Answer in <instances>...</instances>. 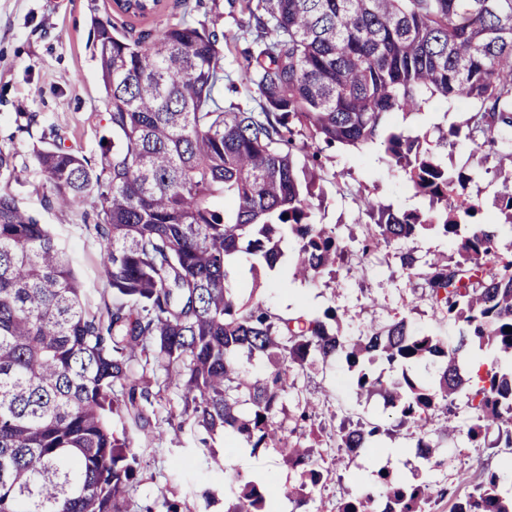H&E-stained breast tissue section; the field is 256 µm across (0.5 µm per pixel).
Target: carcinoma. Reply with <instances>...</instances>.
<instances>
[{"mask_svg": "<svg viewBox=\"0 0 512 512\" xmlns=\"http://www.w3.org/2000/svg\"><path fill=\"white\" fill-rule=\"evenodd\" d=\"M160 0H116L121 13L145 17ZM242 35L240 88L259 110L224 106L225 52L206 21L162 24L151 39L112 21L98 22L97 55L112 147L97 162L58 147L37 150L48 202L78 208L97 192L96 235L112 305L90 311L66 253L47 225L0 192V512H186L160 496L133 501L140 445L130 431L162 434L152 421L177 396L166 423L243 448H278L299 483L288 496L307 506L324 479V459L302 446L315 410L299 398L309 365L341 357L356 369L357 395H378L409 426L420 457L433 467L440 444L435 419L450 421L465 398L475 448L512 449V370L471 375L474 348L512 362V256L499 248L497 224H512V181L495 196L498 217L474 220L478 200L458 189L471 176L448 170V142H468L484 164L512 163V0H228ZM441 97L473 106L429 145L394 115L417 114ZM337 145L374 147L378 160L425 211H401L365 196L370 219L361 257L423 230L451 238L458 259L416 274L433 311L457 327L453 341L413 330L404 318L363 336L329 330L338 319L283 317L234 281L276 268L293 236V276L316 282L336 273L348 253L335 229L310 222L323 201L320 171ZM263 358V376L243 364ZM402 368L386 376L365 367ZM434 369L422 382L407 368ZM125 424L122 434L112 419ZM379 423L342 426L337 447L367 450ZM503 473L463 471L471 491L451 512H512ZM382 487L345 501L338 512H427L426 487L381 476ZM276 492L239 484L227 512H276Z\"/></svg>", "mask_w": 512, "mask_h": 512, "instance_id": "obj_1", "label": "carcinoma"}]
</instances>
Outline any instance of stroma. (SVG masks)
Returning <instances> with one entry per match:
<instances>
[{
	"mask_svg": "<svg viewBox=\"0 0 512 512\" xmlns=\"http://www.w3.org/2000/svg\"><path fill=\"white\" fill-rule=\"evenodd\" d=\"M214 7L221 14L219 29L236 34L227 0H202L189 13L182 0H160L155 14L134 20L133 25L136 31L154 33L162 23L177 21L185 13L194 21L204 19ZM107 19H122L114 0H0V151L13 154L16 164L14 176H0V185H7L21 208L50 226L93 311L103 310L110 300L100 268L102 244L89 230L96 222L98 200L89 196L77 209L46 206L50 189L37 170L34 151L41 145L43 129L49 127L57 133V146L91 160L99 158L104 142L111 140L95 29L96 22ZM324 164L333 179L324 183L325 198L315 207L312 220L335 227L349 246H356L367 220L361 196L403 210L428 207L427 199L415 196L400 177L384 168L373 150L339 148L330 152ZM448 165L466 166L474 172L467 192L480 200L485 214H494L500 181L479 174L477 157L462 144L449 152ZM239 283L256 288L258 297L283 316L305 310L320 317L328 307H335L337 329L344 335H359L369 325L395 317L406 318L413 328L433 336L456 334L455 325L431 309L418 279L402 272L390 250L365 260L356 253L349 255L332 279L284 285L279 272L263 268L255 275L242 272ZM352 379V371L341 359L318 363L299 377L304 396L318 407L322 427L318 450L330 466L329 476L314 495L312 512H337L345 499L367 488H379L384 472L408 485L429 484L431 512H451L455 499L468 491L457 480L459 471L477 473L498 467L500 454L467 443L464 433L470 415L464 408L452 422L438 419L432 425L434 437L442 443L444 467L435 469L419 459L413 450L415 440L404 428L358 456L342 455L335 443L342 420L390 426L396 417L381 397H357ZM211 445L219 459L215 465L208 463L190 430L167 428L163 438L144 454L135 502L143 505L173 491L185 499L190 512H226L237 481L243 478L272 485L285 512H295L288 492L298 475L283 463L278 449L238 448L221 435Z\"/></svg>",
	"mask_w": 512,
	"mask_h": 512,
	"instance_id": "35a3bbf8",
	"label": "stroma"
}]
</instances>
